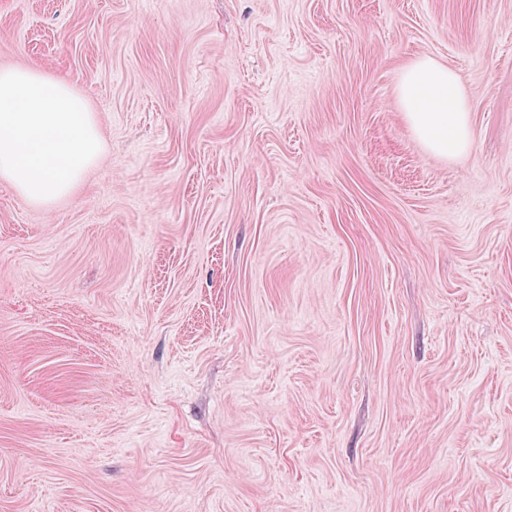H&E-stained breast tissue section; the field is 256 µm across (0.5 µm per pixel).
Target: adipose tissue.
<instances>
[{"label":"adipose tissue","mask_w":512,"mask_h":512,"mask_svg":"<svg viewBox=\"0 0 512 512\" xmlns=\"http://www.w3.org/2000/svg\"><path fill=\"white\" fill-rule=\"evenodd\" d=\"M398 98L405 122L430 152L448 157L470 149L469 100L460 78L446 65L431 57L408 62Z\"/></svg>","instance_id":"ef3b65f1"}]
</instances>
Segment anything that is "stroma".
I'll return each instance as SVG.
<instances>
[{"label":"stroma","mask_w":512,"mask_h":512,"mask_svg":"<svg viewBox=\"0 0 512 512\" xmlns=\"http://www.w3.org/2000/svg\"><path fill=\"white\" fill-rule=\"evenodd\" d=\"M30 65L105 150L0 182V512H512V0H0ZM398 98L413 134L432 153L454 156L472 145L470 105L458 75L431 57L408 62L401 70Z\"/></svg>","instance_id":"stroma-1"}]
</instances>
